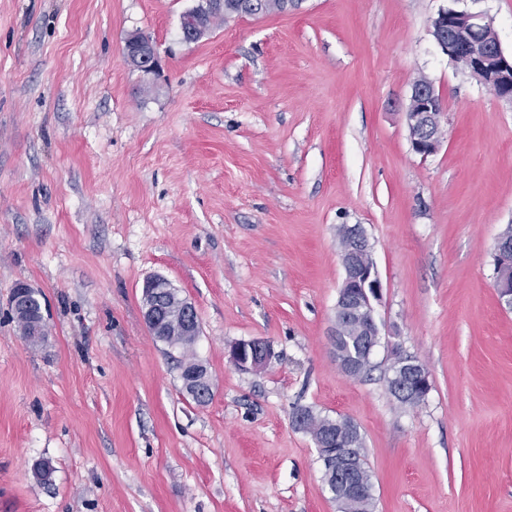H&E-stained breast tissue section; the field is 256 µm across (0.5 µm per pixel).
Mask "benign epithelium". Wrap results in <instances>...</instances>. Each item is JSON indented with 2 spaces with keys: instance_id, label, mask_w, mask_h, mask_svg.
Listing matches in <instances>:
<instances>
[{
  "instance_id": "obj_1",
  "label": "benign epithelium",
  "mask_w": 512,
  "mask_h": 512,
  "mask_svg": "<svg viewBox=\"0 0 512 512\" xmlns=\"http://www.w3.org/2000/svg\"><path fill=\"white\" fill-rule=\"evenodd\" d=\"M460 0H448L432 20V36L442 54L477 78L498 99L512 104V55L504 53L490 19L481 12H472L458 6ZM245 5H225V0H198V4L181 19V38L186 43L199 41L205 32L204 22L213 13L227 12V17L238 15L237 9ZM125 61L146 76L158 77L161 61L156 47L141 32L128 34L123 48ZM444 102L428 79L412 84L409 104L405 112L411 150L426 158L440 147L443 139L442 118ZM347 248L340 252L344 279L336 302V317H351L362 325L364 339L359 352L349 353L332 336L336 365L347 376L363 375L375 348L380 344V330L375 318L374 302L380 300L381 282L372 258V248L365 229L360 224L345 225ZM494 263L498 267L512 265V243L497 237L494 245ZM495 285L500 302L512 309V280L498 276ZM171 294V302L181 316V334L197 336L200 326L196 308L183 297L165 277L148 278L142 289V312L152 336L165 342L170 335L169 323L163 308L157 302L162 293ZM42 304V294L30 285L20 283L11 298V310H28L31 302ZM392 367L391 393L398 398L410 395L424 398L431 390L427 368L412 353L399 345L390 349ZM228 358L241 372H260L272 359L270 345L261 339L240 340L230 346ZM183 388L196 403L204 405L213 396L207 368L197 363L181 369ZM319 458L325 466L336 472V489L331 491L333 500L351 498L373 499V485L356 478V465L360 459L356 442L337 438L317 443Z\"/></svg>"
}]
</instances>
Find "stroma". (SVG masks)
I'll use <instances>...</instances> for the list:
<instances>
[{
	"instance_id": "stroma-1",
	"label": "stroma",
	"mask_w": 512,
	"mask_h": 512,
	"mask_svg": "<svg viewBox=\"0 0 512 512\" xmlns=\"http://www.w3.org/2000/svg\"><path fill=\"white\" fill-rule=\"evenodd\" d=\"M448 0H300L195 43L197 0H0V512H338L295 407L360 429L374 512H512V309L493 247L512 224V104L458 69L431 20ZM512 52V0H462ZM153 40V89L123 59ZM445 135L413 153L414 80ZM359 224L382 285L381 344L343 375L330 330ZM196 306L213 397L182 389L142 285ZM40 290L46 336L12 317ZM273 351L258 373L230 346ZM432 388L387 387L390 348ZM55 472L33 477L41 460ZM36 303L43 309L42 305V294L32 288L30 285L20 283L16 286L14 293L11 298V310L17 312V308L27 311L30 307L31 302ZM228 358L241 372H261L272 359L270 345L261 339L240 340L230 346ZM392 357L391 375L388 382V390L398 398H406L410 395L425 398L431 390L430 374L427 368L412 353L402 346H391ZM390 393V394H391ZM391 394V395H392ZM412 397L407 400L396 399L401 405L416 406L425 399Z\"/></svg>"
}]
</instances>
